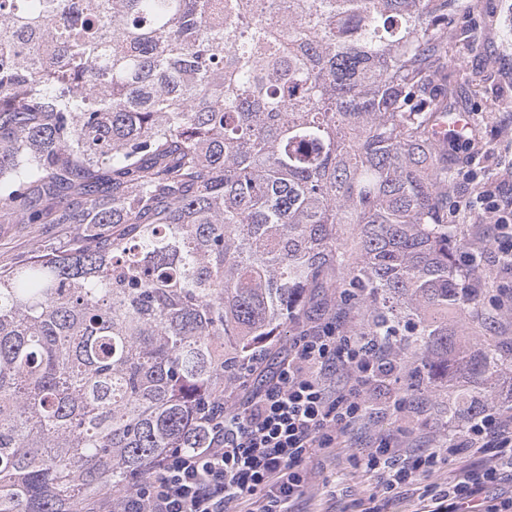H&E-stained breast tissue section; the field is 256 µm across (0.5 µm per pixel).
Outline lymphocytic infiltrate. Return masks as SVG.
I'll use <instances>...</instances> for the list:
<instances>
[{
	"label": "lymphocytic infiltrate",
	"mask_w": 512,
	"mask_h": 512,
	"mask_svg": "<svg viewBox=\"0 0 512 512\" xmlns=\"http://www.w3.org/2000/svg\"><path fill=\"white\" fill-rule=\"evenodd\" d=\"M466 207L494 216L489 242L512 257V196L485 185ZM253 364L261 369L255 390H225L202 412L203 447L165 449L144 477L104 492L88 512H293L308 484V460L348 442L368 415L365 393L394 370L387 337L338 330L324 313L302 322L273 370L259 357ZM338 366L347 381L334 394L327 380ZM464 450L485 464L426 487L415 512H512V493L501 489L503 466L512 465V407L482 412L447 447L403 459L394 439H380L367 466L383 495H398Z\"/></svg>",
	"instance_id": "1"
}]
</instances>
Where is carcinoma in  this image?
<instances>
[{
	"label": "carcinoma",
	"mask_w": 512,
	"mask_h": 512,
	"mask_svg": "<svg viewBox=\"0 0 512 512\" xmlns=\"http://www.w3.org/2000/svg\"><path fill=\"white\" fill-rule=\"evenodd\" d=\"M0 0V512H81L186 436L321 289L414 385L507 357L448 224L457 0ZM9 224L0 218V264L29 253L37 244H49L70 237L71 224Z\"/></svg>",
	"instance_id": "carcinoma-1"
}]
</instances>
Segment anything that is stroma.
Here are the masks:
<instances>
[{
  "mask_svg": "<svg viewBox=\"0 0 512 512\" xmlns=\"http://www.w3.org/2000/svg\"><path fill=\"white\" fill-rule=\"evenodd\" d=\"M448 66L460 86L454 112L467 117L474 137L470 144L454 148L456 173L448 187V221L457 238L481 257L482 295L473 314L448 315L449 326L464 331L472 347L483 340L512 349V308L499 307L512 294V266L486 252L484 244L494 220L468 213L465 203L484 182L499 183L512 166V0H470L448 18ZM69 224H12L0 218V264L29 253L37 244L69 237ZM405 342L394 337L390 358L395 372L373 387L368 400L378 405L385 398L406 400L409 410L397 415L376 414L354 431L351 445L312 457L311 485L297 500L296 512H365L375 493V479L363 461L380 438L398 439V454L406 456L445 441L449 431L462 428L465 415L449 416L448 406L458 393L488 388L491 406H512V369L503 370L489 385L457 377L443 388L415 387L413 367L404 356ZM334 487L335 499H326V487Z\"/></svg>",
  "mask_w": 512,
  "mask_h": 512,
  "instance_id": "stroma-1",
  "label": "stroma"
}]
</instances>
